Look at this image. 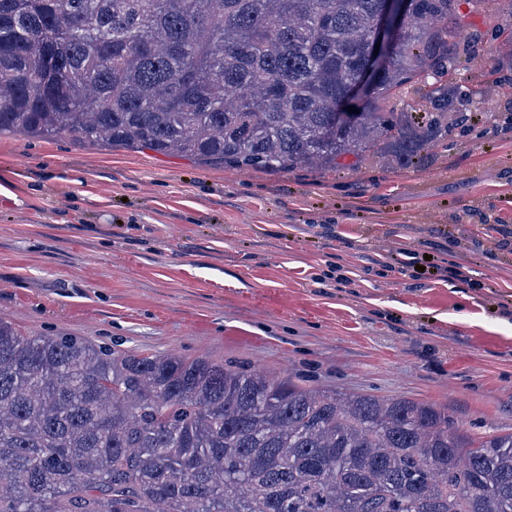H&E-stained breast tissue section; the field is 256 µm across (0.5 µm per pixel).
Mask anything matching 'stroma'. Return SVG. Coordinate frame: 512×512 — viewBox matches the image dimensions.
Listing matches in <instances>:
<instances>
[{"label": "stroma", "mask_w": 512, "mask_h": 512, "mask_svg": "<svg viewBox=\"0 0 512 512\" xmlns=\"http://www.w3.org/2000/svg\"><path fill=\"white\" fill-rule=\"evenodd\" d=\"M464 29L456 118L405 165L243 171L0 135V319L512 430V0ZM399 248L415 265H390Z\"/></svg>", "instance_id": "1"}]
</instances>
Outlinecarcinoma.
Masks as SVG:
<instances>
[{
	"instance_id": "cac0c4a2",
	"label": "carcinoma",
	"mask_w": 512,
	"mask_h": 512,
	"mask_svg": "<svg viewBox=\"0 0 512 512\" xmlns=\"http://www.w3.org/2000/svg\"><path fill=\"white\" fill-rule=\"evenodd\" d=\"M481 2L395 4L338 127L386 0H0V135L239 170L410 162L448 131L461 6ZM415 84L422 107L386 111ZM0 512H512V431L0 319ZM387 31H388V13H385L379 21V24H378V27H377V30H376L374 36L369 40V43H368L369 52H370V56H371V65L366 69L362 82L353 88L351 95H356L357 97L362 98L367 93V88L364 86H365L368 78L370 77V75L374 72L375 62L377 61L380 52L386 51L389 47L390 38L387 34ZM377 42H380V47H379L378 54H374V50H376L375 45L377 44Z\"/></svg>"
}]
</instances>
